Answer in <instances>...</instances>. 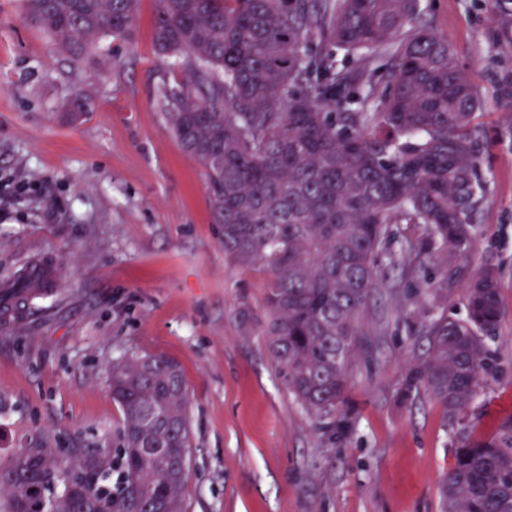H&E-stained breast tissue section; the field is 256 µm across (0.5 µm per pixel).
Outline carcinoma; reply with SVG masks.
<instances>
[{"label":"carcinoma","instance_id":"carcinoma-1","mask_svg":"<svg viewBox=\"0 0 512 512\" xmlns=\"http://www.w3.org/2000/svg\"><path fill=\"white\" fill-rule=\"evenodd\" d=\"M138 0H24L29 20L73 59L106 36H131ZM154 43L193 72L161 91L182 150L201 165L224 255L269 276L262 336L298 405L329 443L346 427L348 368L393 226L445 270L468 255L482 197L473 125L480 100L421 0H160ZM343 58L385 70L340 69ZM385 87L378 88L376 75ZM505 317L491 268L470 281L466 313L426 311L424 344L402 380L445 410L454 464L442 512H512V416L473 435V404L492 377L487 340ZM123 413L112 467L83 448L85 493L51 476L72 458L44 439L0 463V512H184L188 389L166 356L112 362Z\"/></svg>","mask_w":512,"mask_h":512}]
</instances>
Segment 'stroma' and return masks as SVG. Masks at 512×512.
<instances>
[{
    "label": "stroma",
    "mask_w": 512,
    "mask_h": 512,
    "mask_svg": "<svg viewBox=\"0 0 512 512\" xmlns=\"http://www.w3.org/2000/svg\"><path fill=\"white\" fill-rule=\"evenodd\" d=\"M482 109L475 119L483 202L478 243L447 294L464 314L472 277L498 273L505 317L489 343L493 378L474 406L478 437L512 416V0H423ZM158 0H139L131 38L72 60L0 0V283L33 263L56 268L49 294L0 302V450L40 438L108 448L122 428L111 367L122 356L178 361L189 390L186 512H440L454 463L429 395L398 398L418 337L404 266L375 289L350 368V429L333 447L289 394L249 304L265 272L227 260L203 168L158 104L190 70L153 41ZM87 107L73 115L70 105Z\"/></svg>",
    "instance_id": "35a3bbf8"
}]
</instances>
